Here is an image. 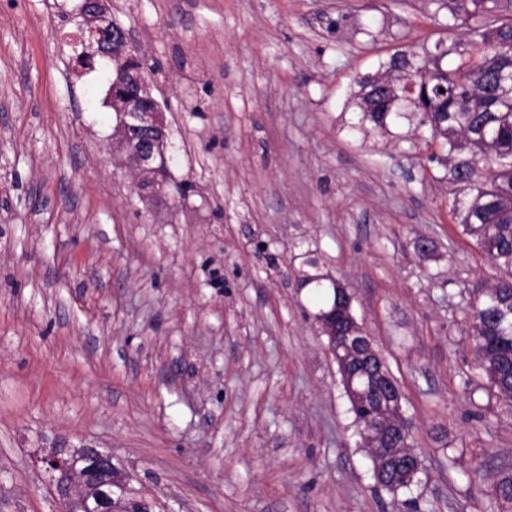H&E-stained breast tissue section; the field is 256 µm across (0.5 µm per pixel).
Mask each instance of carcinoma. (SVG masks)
Listing matches in <instances>:
<instances>
[{"mask_svg": "<svg viewBox=\"0 0 512 512\" xmlns=\"http://www.w3.org/2000/svg\"><path fill=\"white\" fill-rule=\"evenodd\" d=\"M448 37L401 47L357 82V127L382 136L408 126L440 152L429 156L455 187L450 212L462 234L501 270L490 288L478 284L471 336L478 368L512 413V0H427ZM444 92H439V89ZM369 383L365 400L350 402L364 427L385 400ZM416 476L386 472L376 483L395 494ZM502 512H512V473L490 478Z\"/></svg>", "mask_w": 512, "mask_h": 512, "instance_id": "carcinoma-1", "label": "carcinoma"}]
</instances>
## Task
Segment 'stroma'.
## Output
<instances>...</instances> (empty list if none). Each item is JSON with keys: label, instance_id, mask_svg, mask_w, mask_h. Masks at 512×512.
I'll return each instance as SVG.
<instances>
[{"label": "stroma", "instance_id": "obj_1", "mask_svg": "<svg viewBox=\"0 0 512 512\" xmlns=\"http://www.w3.org/2000/svg\"><path fill=\"white\" fill-rule=\"evenodd\" d=\"M81 3L0 0V512H59L41 459L84 445L154 512H500L512 415L468 318L499 271L430 147L350 102L441 37L423 0H111L163 107L151 200L112 157L111 60L71 62ZM336 282L414 424L395 494L319 333ZM420 472L421 471L415 473L413 476H408L405 472H398L397 474L385 472L378 480L374 476V472L373 476L378 486L395 494L399 490L408 489L414 483V480Z\"/></svg>", "mask_w": 512, "mask_h": 512}]
</instances>
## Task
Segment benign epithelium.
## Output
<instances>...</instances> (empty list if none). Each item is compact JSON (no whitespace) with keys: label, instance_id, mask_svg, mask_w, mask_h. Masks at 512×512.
Wrapping results in <instances>:
<instances>
[{"label":"benign epithelium","instance_id":"benign-epithelium-1","mask_svg":"<svg viewBox=\"0 0 512 512\" xmlns=\"http://www.w3.org/2000/svg\"><path fill=\"white\" fill-rule=\"evenodd\" d=\"M81 14L89 33L90 55L102 54L115 64L110 101L122 118L121 140L115 150L139 174L140 193L161 190L168 175L166 131L163 112L152 96L145 69L138 65L126 31L109 19L104 0H83ZM336 287L344 292L345 304L320 314L317 320L320 332L328 337V350L336 360L346 392L358 401L365 390L359 386L356 368L376 351L352 314L351 293L340 283ZM402 398V393H396L394 401L368 421L365 447L377 468L386 463L378 453V442L393 431H412L402 413ZM45 464L62 512H121L120 500L136 498L129 494L132 476L114 462L109 450L80 448L66 458L51 455L45 458Z\"/></svg>","mask_w":512,"mask_h":512}]
</instances>
